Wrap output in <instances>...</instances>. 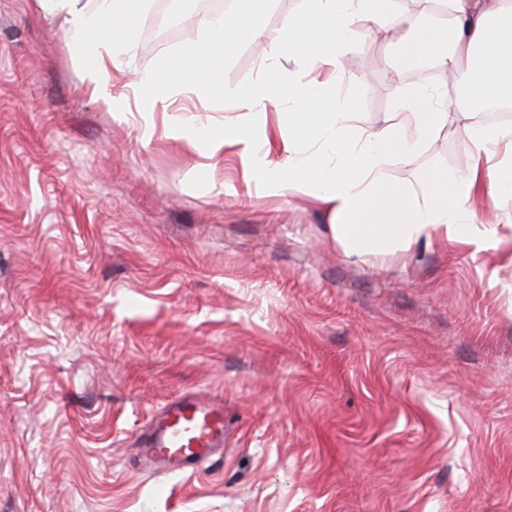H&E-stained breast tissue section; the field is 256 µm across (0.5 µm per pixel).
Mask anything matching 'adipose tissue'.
Segmentation results:
<instances>
[{
	"label": "adipose tissue",
	"instance_id": "ef3b65f1",
	"mask_svg": "<svg viewBox=\"0 0 512 512\" xmlns=\"http://www.w3.org/2000/svg\"><path fill=\"white\" fill-rule=\"evenodd\" d=\"M394 2L304 0L302 11L284 21L277 54L299 70L283 86L270 80L225 83L226 58L240 43L260 36L259 20L270 4L235 0L232 10L203 17L202 38L188 41L161 71L138 76L141 105L150 112L165 110L189 92L240 111V119L219 126L177 122L172 131L209 157L227 146L240 148L248 180L259 182L267 195L284 197L294 185H310L335 218L333 234L349 253L408 246L432 235L482 245L496 231L478 219L474 197L512 192V126L464 121L461 130L477 158L470 172H407L395 181L387 172L391 155L415 152L447 112V103L422 89L405 92L381 126L357 135L333 87L342 56L356 44V30L392 29L402 34V61L432 59L465 89L472 105L512 102V0H447L448 28L416 26ZM36 4L62 16L66 43L88 70L87 92L109 111H127L128 100L113 92L112 77L129 67L143 0ZM312 71L327 72V80L309 79ZM272 106L282 108L281 118L295 134L276 152L267 132Z\"/></svg>",
	"mask_w": 512,
	"mask_h": 512
}]
</instances>
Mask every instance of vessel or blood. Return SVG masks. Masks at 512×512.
<instances>
[{
    "label": "vessel or blood",
    "mask_w": 512,
    "mask_h": 512,
    "mask_svg": "<svg viewBox=\"0 0 512 512\" xmlns=\"http://www.w3.org/2000/svg\"><path fill=\"white\" fill-rule=\"evenodd\" d=\"M223 447V401L181 396L154 418L144 455L159 470L177 472L212 458Z\"/></svg>",
    "instance_id": "vessel-or-blood-1"
}]
</instances>
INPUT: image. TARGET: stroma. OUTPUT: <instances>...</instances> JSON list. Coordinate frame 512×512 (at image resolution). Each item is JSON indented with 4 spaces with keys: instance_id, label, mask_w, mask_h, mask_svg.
I'll return each instance as SVG.
<instances>
[{
    "instance_id": "stroma-1",
    "label": "stroma",
    "mask_w": 512,
    "mask_h": 512,
    "mask_svg": "<svg viewBox=\"0 0 512 512\" xmlns=\"http://www.w3.org/2000/svg\"><path fill=\"white\" fill-rule=\"evenodd\" d=\"M148 2L121 92L200 31L190 9L158 37ZM302 6L272 0L225 83L296 72L275 50ZM396 39L345 55L348 125L440 91L452 111L389 175L470 171L453 82L408 71ZM87 82L61 16L0 0V512H512V195L476 202L487 246L350 258L309 186L266 195L236 148L169 132L233 107L116 114ZM180 394L223 398L227 437L174 475L138 450Z\"/></svg>"
}]
</instances>
